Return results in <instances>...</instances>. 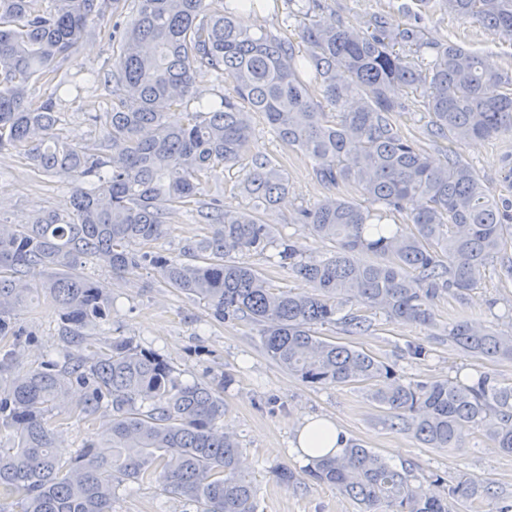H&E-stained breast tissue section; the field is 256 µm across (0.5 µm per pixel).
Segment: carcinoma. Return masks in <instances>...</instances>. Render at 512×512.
<instances>
[{
    "instance_id": "1",
    "label": "carcinoma",
    "mask_w": 512,
    "mask_h": 512,
    "mask_svg": "<svg viewBox=\"0 0 512 512\" xmlns=\"http://www.w3.org/2000/svg\"><path fill=\"white\" fill-rule=\"evenodd\" d=\"M133 3L131 19L121 17ZM496 29L512 44V0H417ZM259 0H0V152L16 150L38 171L74 184L71 211L36 214L28 224H0V339L21 336L14 311L43 288L55 302L71 350L13 376L15 352L0 347V501L20 512H112L116 483L156 482L196 512H258L256 487L242 471L243 450L224 431L217 383L178 385L171 367L131 340L99 341L89 330L106 316L99 288L81 271L102 259L123 279L149 265L168 288L203 300L220 319L263 326L262 343L278 366L310 384H360L389 411L394 425L429 448H461L474 430L512 454V384L490 374L406 382L394 367L320 336L325 325L357 333L364 314H341L350 303L390 321L428 324L443 293L458 300L494 262L512 278L501 252L512 224L473 169L455 153L436 164L391 125L404 108L394 89L422 87L434 135L451 142L512 133V76L487 71L479 55L436 43L421 67L394 50L421 45L413 27L379 20L360 33L303 15L302 53L293 43L239 28L233 14ZM105 33L112 67L90 73L112 95L107 112L90 115L104 129L107 153L89 154L51 136L62 98L76 86L63 69L78 40ZM217 71L225 92L198 97L197 66ZM50 93L28 100L31 82ZM261 114L288 146L314 161L317 181L354 183L358 202L327 196L301 211L309 234L333 244L325 259H304L291 240L276 237L256 208L278 202L288 177L263 155L238 188L252 210L224 208L217 170L238 164ZM214 188L209 202H202ZM195 206L198 220L218 224L183 254L126 252L130 238L150 244L167 233L169 215ZM406 215L403 233L384 221ZM292 261L313 285L295 294L273 286L234 258L264 253ZM377 257L371 264L357 254ZM448 339L465 353L512 362V333L467 320L448 324ZM79 390L74 410L95 427L75 458L57 456L60 398ZM307 474L341 488L361 512H448V496L412 484L368 448L351 442L338 456L311 463Z\"/></svg>"
}]
</instances>
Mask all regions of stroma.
<instances>
[{
	"label": "stroma",
	"mask_w": 512,
	"mask_h": 512,
	"mask_svg": "<svg viewBox=\"0 0 512 512\" xmlns=\"http://www.w3.org/2000/svg\"><path fill=\"white\" fill-rule=\"evenodd\" d=\"M322 20L338 21L356 29L375 32L379 19L416 25L425 42H452L479 53L493 71L512 75V45L498 32L435 8L419 10L416 0H321ZM292 41L303 49L300 23L288 16V0H275L267 16L251 27ZM112 45L104 35L85 34L75 45L66 64L70 72L109 68ZM397 96L404 110L390 113L393 125L423 146L435 161L445 151L456 152L470 164L486 191L512 203V134L458 144L433 138L421 90L400 87ZM103 88H86L67 96L60 106L61 121L55 133L63 141L94 153L100 151L102 130L88 119L89 113L106 108ZM253 152L271 158L288 176V192L280 202L262 210L264 223L279 235L292 238L303 257L322 258L330 243L309 235L296 219L301 210L313 207L329 195L360 199L358 188L341 184L330 189L314 174L312 159L288 147L273 133L261 115L253 117ZM72 184L68 179L38 172L22 155L0 154V220L28 223L42 211H65ZM169 232L153 242V249L178 255L196 239L212 235L216 227L192 220L178 210L168 220ZM245 262L264 273L274 286L295 292L310 285L294 275L288 262L269 255L243 254ZM84 274L96 282L109 301L106 320L95 333L101 339L123 336L159 353L169 362L177 383H214L224 374L234 382L224 391L225 430L235 433L244 448L247 469L259 495V512H358L357 506L339 489L316 483L304 468L306 461L295 450L296 430L304 417L334 418L348 439L372 449L391 466L411 470L419 480L443 478L444 488L465 486L480 489V498L458 496L448 501L450 512H499L503 497L512 495V454L502 453L483 432L470 435L465 447L437 450L425 447L412 433L392 424L391 415L359 387L333 383L308 384L277 366L261 343V325L249 320H216L207 304L198 298L165 288L152 268L120 279L101 260L88 261ZM431 325L390 322L382 314L371 315L368 331L351 335L341 326H326L324 337L353 345L393 366L403 379L429 382L461 374L485 371L512 384V362L478 358L461 351L444 328L456 319L472 321L489 330L507 329L512 318V279L486 269L463 301L440 296L432 303ZM27 336L17 345L19 358L14 373L26 371L46 356L57 355L66 346L57 309L48 292L35 293L16 317ZM425 348L423 358H412L409 349ZM299 471L296 485L279 484V467ZM112 512H195L182 498L160 485L125 481L118 485Z\"/></svg>",
	"instance_id": "obj_1"
}]
</instances>
